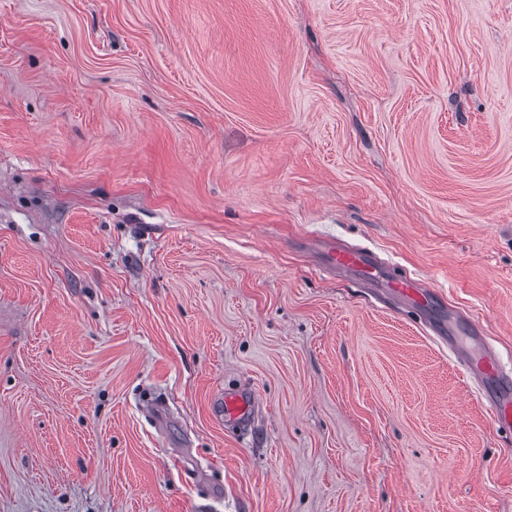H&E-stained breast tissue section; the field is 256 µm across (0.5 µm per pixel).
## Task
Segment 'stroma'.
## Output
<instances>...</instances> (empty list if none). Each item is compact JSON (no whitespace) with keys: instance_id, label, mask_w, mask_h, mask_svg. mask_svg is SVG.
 Instances as JSON below:
<instances>
[{"instance_id":"35a3bbf8","label":"stroma","mask_w":512,"mask_h":512,"mask_svg":"<svg viewBox=\"0 0 512 512\" xmlns=\"http://www.w3.org/2000/svg\"><path fill=\"white\" fill-rule=\"evenodd\" d=\"M452 316L512 364V0H0V512H512ZM331 264L338 269L354 272L362 280L379 284L384 270L377 256L366 249H354L331 246L329 249ZM384 288H390L400 297L413 302L421 308L431 307L432 293L419 287V281L410 276H390L384 280ZM257 404L254 393L244 389L229 390L224 392V404H220V413H224V419L238 425L247 423Z\"/></svg>"}]
</instances>
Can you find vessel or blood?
<instances>
[{
	"instance_id": "1",
	"label": "vessel or blood",
	"mask_w": 512,
	"mask_h": 512,
	"mask_svg": "<svg viewBox=\"0 0 512 512\" xmlns=\"http://www.w3.org/2000/svg\"><path fill=\"white\" fill-rule=\"evenodd\" d=\"M329 256L336 268L353 272L374 284L384 283L385 287L419 307L427 308L432 304L431 293L420 288L417 279L399 275L383 277V264L369 250L333 246ZM473 335V327L453 324L448 326L444 342L450 351L459 352L467 374L479 381V397L490 415L492 426L512 427V375L505 371L500 354L491 348L468 349L467 341ZM256 404L254 393L244 389L229 390L224 394L220 411L225 420L242 425L250 420Z\"/></svg>"
}]
</instances>
